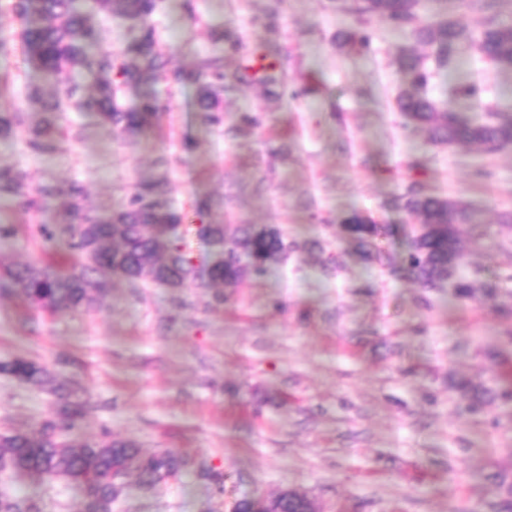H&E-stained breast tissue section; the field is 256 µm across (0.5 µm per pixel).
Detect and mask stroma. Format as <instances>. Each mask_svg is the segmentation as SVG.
I'll return each mask as SVG.
<instances>
[{
  "instance_id": "obj_1",
  "label": "stroma",
  "mask_w": 512,
  "mask_h": 512,
  "mask_svg": "<svg viewBox=\"0 0 512 512\" xmlns=\"http://www.w3.org/2000/svg\"><path fill=\"white\" fill-rule=\"evenodd\" d=\"M463 0L448 14L473 29L512 21V0ZM351 0H165L149 20L168 65L192 70L222 56L232 86L221 125L203 122L199 87L143 84L125 107L157 94L169 109L157 125L126 138L90 112H67L59 151L30 149L24 133L0 138V164L29 188L53 181L83 187L86 206L116 209L137 184L165 179L184 216L179 234L193 256L206 254L199 223L275 225L288 240L318 241L291 253L265 278L248 277L216 300L212 288L172 290L115 281L88 312L37 311L0 290V362L25 359L48 369L43 386L0 372V431L28 432L57 417V390L76 389L83 432L131 440L143 451L170 449L195 471L151 488L126 478L112 512H230L245 497L305 494L315 512H498L494 476L512 482V409L487 402L463 413L450 377L489 384L512 363V318L492 306L464 307L447 289L425 292L362 262L340 228L363 212L389 226L380 246L406 254L415 214L398 207L412 182L471 204L473 232L461 243L471 264L500 280L512 300V149L448 148L422 128H404L399 93L410 77L403 49L420 56L426 94L472 118L512 114V69L462 44L452 67L434 45L418 43L378 16L356 20ZM0 0V59L13 94L0 110L23 107L18 92L41 80L19 42V22ZM368 49L354 47L352 30ZM276 82L263 83L266 68ZM466 86L477 87L473 96ZM259 122H243L244 114ZM211 202L206 218L198 200ZM58 219L54 204L30 215L0 201V263L68 264L31 235ZM29 499L39 512H81L83 493L63 482L0 475V492Z\"/></svg>"
}]
</instances>
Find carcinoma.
Instances as JSON below:
<instances>
[{
  "mask_svg": "<svg viewBox=\"0 0 512 512\" xmlns=\"http://www.w3.org/2000/svg\"><path fill=\"white\" fill-rule=\"evenodd\" d=\"M160 0H10L9 10L23 23L22 42L30 61L46 83L62 88L69 108L91 111L98 122L113 133L135 137L158 122L167 104L156 96H147L125 109L120 97L128 86L142 82L163 83L169 87L191 79L200 88L199 111L204 121L219 122L216 112L224 95V62L220 57H203L194 71L184 73L167 67L166 53L151 28H143L140 38L120 52L100 45L97 16L116 13L138 24L157 11ZM418 0H362L353 12L375 13L396 28H410L411 36L437 47V65L448 67L456 47L471 38L481 53L503 68L512 67V23L490 22L475 32L461 20L442 16L431 23L418 22ZM412 74L411 88L399 94L397 109L405 126L427 130L436 143L450 147L476 145L486 152L512 147V116L487 112L477 120L463 118L452 108H439L426 95L416 91L426 75L419 59L409 56L404 62ZM86 70L92 85L76 82L73 72ZM23 96L37 108L33 113L21 110L0 111V137H8L27 125L28 144L43 153L59 150L56 138L61 100L47 98L37 84H28ZM165 180L139 186L128 203L108 214L80 206L81 188L64 190L48 182L31 192L24 178L6 165H0V200L10 199L23 211L39 207L40 200L56 203L59 220L35 225L32 237L47 251L65 248L72 262L64 271L49 266L25 264L0 270V288H10L38 310L48 312L89 311L112 282V271L130 283L148 282L165 288H230L247 275H265L273 271L288 254L300 249L320 247L316 241H287L279 231L255 224H237L229 231L224 225L209 227L224 241V261L216 264L209 282L195 281L193 257L186 253L170 229L183 222V215L162 196ZM404 208L420 218V228L411 237L406 270L420 287L431 291L446 288L457 301L495 303L500 297L499 281L480 278V270L469 266L460 244V227L469 224V207L461 200L424 192L417 183L406 194ZM343 232L355 242L361 259L368 264L384 265L395 275L398 268L385 258L378 240L387 226L353 212L341 224ZM0 371L22 382L43 385L49 381L46 369L25 360L0 363ZM451 386L461 395L464 410L477 412L487 399L512 405V388L475 387L465 380ZM82 407L67 408L58 419H48L27 432L0 431V474L18 470L40 482L74 483L78 476L84 496L81 512H112L121 489L112 484V470L126 460L135 459L133 470L140 484L152 485L166 479L173 470H182L184 457L171 451L142 452L131 441L107 435L91 438L81 430ZM277 512H308L310 504L293 493L274 498ZM33 503L24 498L0 495V512H26Z\"/></svg>",
  "mask_w": 512,
  "mask_h": 512,
  "instance_id": "obj_1",
  "label": "carcinoma"
}]
</instances>
